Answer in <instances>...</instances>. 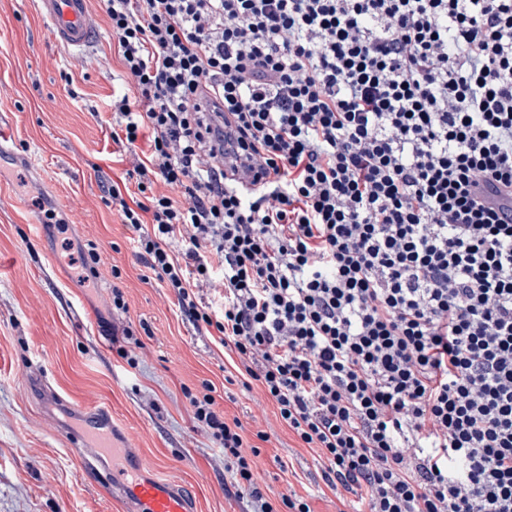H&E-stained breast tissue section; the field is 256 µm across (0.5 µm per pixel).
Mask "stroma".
<instances>
[{"mask_svg":"<svg viewBox=\"0 0 512 512\" xmlns=\"http://www.w3.org/2000/svg\"><path fill=\"white\" fill-rule=\"evenodd\" d=\"M89 2L97 33L78 55L56 45L37 0H0V125L14 151L0 160V512H127L74 455L64 399L110 404L117 429L158 474L194 492L198 512H250L225 492L224 451L196 429L183 391L210 382L218 408L239 417L260 392L243 387L217 337L180 314L172 290L145 281L130 231L103 202L130 164L112 157L107 102L120 63L99 0ZM44 203L67 233L34 227ZM90 243L101 262L89 285L78 275ZM116 286L127 312L112 307ZM126 329L145 344L134 367L106 338ZM35 378L46 392L29 390ZM249 428L270 435L256 459L261 486L293 485L313 512H336L314 450L297 447L273 413Z\"/></svg>","mask_w":512,"mask_h":512,"instance_id":"stroma-1","label":"stroma"}]
</instances>
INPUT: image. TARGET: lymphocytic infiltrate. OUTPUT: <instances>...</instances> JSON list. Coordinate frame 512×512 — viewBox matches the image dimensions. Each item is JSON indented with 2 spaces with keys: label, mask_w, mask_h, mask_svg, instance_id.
<instances>
[{
  "label": "lymphocytic infiltrate",
  "mask_w": 512,
  "mask_h": 512,
  "mask_svg": "<svg viewBox=\"0 0 512 512\" xmlns=\"http://www.w3.org/2000/svg\"><path fill=\"white\" fill-rule=\"evenodd\" d=\"M102 4L134 183L104 203L181 315L350 512H512V221L473 193L512 185V0ZM203 389L236 497L312 512Z\"/></svg>",
  "instance_id": "f902f5d3"
}]
</instances>
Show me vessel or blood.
Masks as SVG:
<instances>
[{
    "label": "vessel or blood",
    "instance_id": "obj_1",
    "mask_svg": "<svg viewBox=\"0 0 512 512\" xmlns=\"http://www.w3.org/2000/svg\"><path fill=\"white\" fill-rule=\"evenodd\" d=\"M39 10L53 31L58 46L79 52L96 35V20L88 0H39ZM487 206L502 220L512 219V189L485 183L477 189ZM76 453L85 469L120 499L128 512H197V503L175 483L148 475L143 457L130 443L112 440V412L99 402L75 407Z\"/></svg>",
    "mask_w": 512,
    "mask_h": 512
}]
</instances>
